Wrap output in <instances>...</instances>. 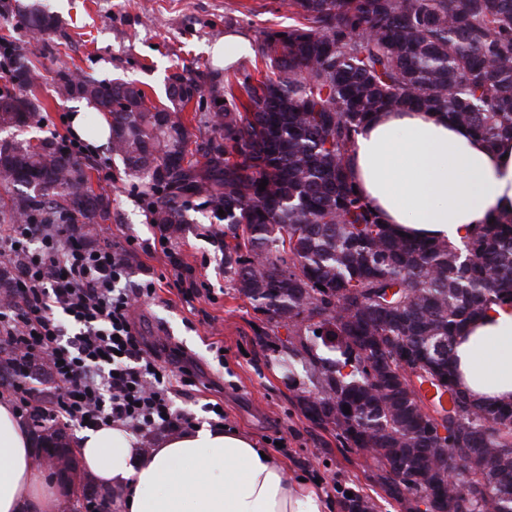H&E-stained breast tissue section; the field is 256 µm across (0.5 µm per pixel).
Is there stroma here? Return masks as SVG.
<instances>
[{
    "instance_id": "obj_1",
    "label": "stroma",
    "mask_w": 512,
    "mask_h": 512,
    "mask_svg": "<svg viewBox=\"0 0 512 512\" xmlns=\"http://www.w3.org/2000/svg\"><path fill=\"white\" fill-rule=\"evenodd\" d=\"M60 27L33 38L13 9L14 0H0V35L32 52L52 50L37 70L28 93L45 103L29 133L34 137L71 139L70 102L57 98L55 73L100 81L116 77L132 80L151 99H159L172 75L195 72L215 63L214 43L235 33L255 41L268 29L289 23L282 0H50ZM91 163V184L110 201L112 217L94 225L95 243L152 241L160 228L153 224L147 203L111 150L84 144ZM172 249L183 267L192 271L206 296L186 303L170 283L176 271L161 251L140 253L131 281L146 274L163 275L158 297L142 301L137 316L148 344L167 343L193 363L200 390L192 397H176L178 408L208 421L204 405L224 403V420L258 441L276 436L287 444L277 454L290 471L334 484L329 497L341 503L344 490L360 487L371 492L367 479L371 460L362 451L345 452L336 439L305 418L278 372L272 351L258 342L260 322L248 299L238 294L224 274V238L217 235L207 212L193 213L183 236ZM223 356H216L217 348Z\"/></svg>"
}]
</instances>
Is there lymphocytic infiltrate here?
Listing matches in <instances>:
<instances>
[{
  "mask_svg": "<svg viewBox=\"0 0 512 512\" xmlns=\"http://www.w3.org/2000/svg\"><path fill=\"white\" fill-rule=\"evenodd\" d=\"M85 232L74 219L0 225V266L13 280L0 349L47 362L54 393L38 407L59 426L117 425L144 439L192 427L173 405L198 386L191 364L171 369L137 326L139 301L156 296L154 279L126 285L137 240L91 245Z\"/></svg>",
  "mask_w": 512,
  "mask_h": 512,
  "instance_id": "obj_1",
  "label": "lymphocytic infiltrate"
}]
</instances>
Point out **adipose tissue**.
<instances>
[{
  "label": "adipose tissue",
  "mask_w": 512,
  "mask_h": 512,
  "mask_svg": "<svg viewBox=\"0 0 512 512\" xmlns=\"http://www.w3.org/2000/svg\"><path fill=\"white\" fill-rule=\"evenodd\" d=\"M351 177L383 223L419 240L459 244L512 212V139L487 144L441 112H377L360 128ZM459 388L481 403L512 401V306H494L455 338ZM33 438L0 401V512H56L57 493ZM80 465L118 512H328L309 481L290 478L253 436L202 425L142 448L119 427L76 435Z\"/></svg>",
  "instance_id": "adipose-tissue-1"
}]
</instances>
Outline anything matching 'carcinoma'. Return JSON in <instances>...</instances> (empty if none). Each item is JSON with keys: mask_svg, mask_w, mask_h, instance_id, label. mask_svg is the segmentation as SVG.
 I'll use <instances>...</instances> for the list:
<instances>
[{"mask_svg": "<svg viewBox=\"0 0 512 512\" xmlns=\"http://www.w3.org/2000/svg\"><path fill=\"white\" fill-rule=\"evenodd\" d=\"M283 5L294 23L256 41L255 76L175 74L156 105L126 80L62 71L56 94L110 116L112 155L168 238L179 239L196 210L224 225V274L262 316L264 346L279 353L288 389L309 421L334 425L341 448L372 449L373 487L408 507L424 494L438 512H471L478 496L482 512H512V403L476 402L450 364L463 324L512 305V214L460 245L404 239L379 222L349 172L355 137L375 112L439 111L489 144L512 137V0ZM16 11L30 31L57 28L47 0H17ZM9 58V80L29 83L32 58ZM202 101L214 135L192 150L183 113ZM44 109L33 96L0 92V131H21ZM86 167L56 138H1L0 183L13 196L0 215L10 224L109 219ZM431 422L447 430L445 444L425 435ZM33 426L58 473H71L66 432L44 416ZM442 448L467 466L463 487L432 470ZM398 454L411 485L386 469ZM341 506L378 508L360 489Z\"/></svg>", "mask_w": 512, "mask_h": 512, "instance_id": "cac0c4a2", "label": "carcinoma"}]
</instances>
